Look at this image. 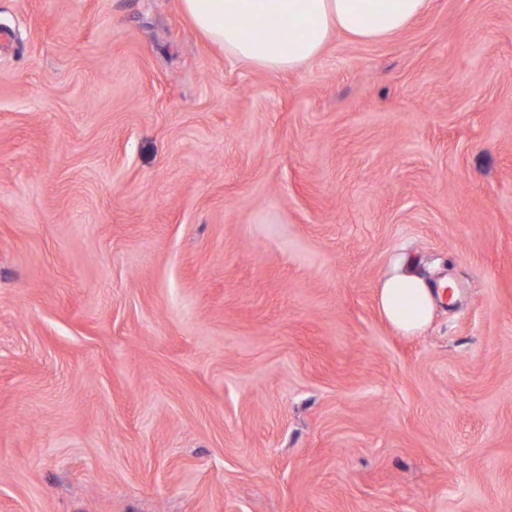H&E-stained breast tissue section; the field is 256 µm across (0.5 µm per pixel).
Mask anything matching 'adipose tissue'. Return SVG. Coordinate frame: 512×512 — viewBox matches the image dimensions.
Segmentation results:
<instances>
[{
    "label": "adipose tissue",
    "instance_id": "1",
    "mask_svg": "<svg viewBox=\"0 0 512 512\" xmlns=\"http://www.w3.org/2000/svg\"><path fill=\"white\" fill-rule=\"evenodd\" d=\"M196 29L225 57L267 72L313 63L332 36L362 42L399 34L423 15L429 0H180ZM439 294L405 272L386 276L377 293L382 317L412 335L429 322Z\"/></svg>",
    "mask_w": 512,
    "mask_h": 512
}]
</instances>
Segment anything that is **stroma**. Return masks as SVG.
Returning <instances> with one entry per match:
<instances>
[{
  "label": "stroma",
  "mask_w": 512,
  "mask_h": 512,
  "mask_svg": "<svg viewBox=\"0 0 512 512\" xmlns=\"http://www.w3.org/2000/svg\"><path fill=\"white\" fill-rule=\"evenodd\" d=\"M0 512H512V0L284 73L0 0ZM440 296L422 278L395 270L382 281L377 306L394 329L403 335H413L428 324Z\"/></svg>",
  "instance_id": "1"
}]
</instances>
